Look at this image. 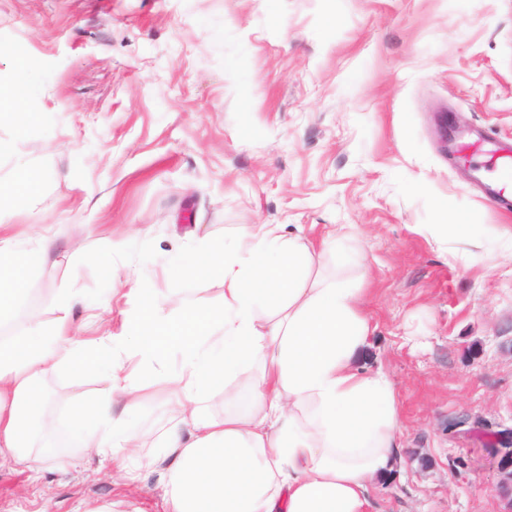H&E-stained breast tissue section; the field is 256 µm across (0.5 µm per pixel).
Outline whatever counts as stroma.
Here are the masks:
<instances>
[{"instance_id":"obj_1","label":"stroma","mask_w":512,"mask_h":512,"mask_svg":"<svg viewBox=\"0 0 512 512\" xmlns=\"http://www.w3.org/2000/svg\"><path fill=\"white\" fill-rule=\"evenodd\" d=\"M26 62L24 134L0 127V178L43 184L16 232L60 239L19 321L87 303L107 269L168 285V253L284 224L339 227L371 324L366 361L392 380L402 458L376 512H506L496 450L512 432V248L429 224H507L475 185L479 132L512 142V0H0V75ZM460 123L442 144L436 114ZM98 374L43 386L48 420ZM159 472L132 484L72 448L38 471L0 461V512H165Z\"/></svg>"}]
</instances>
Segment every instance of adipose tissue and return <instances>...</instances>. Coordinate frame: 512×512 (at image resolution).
<instances>
[{
  "label": "adipose tissue",
  "instance_id": "adipose-tissue-1",
  "mask_svg": "<svg viewBox=\"0 0 512 512\" xmlns=\"http://www.w3.org/2000/svg\"><path fill=\"white\" fill-rule=\"evenodd\" d=\"M24 63L0 80V124L25 132L20 114L30 91ZM43 174L27 167L0 180V212L26 207ZM57 246L53 235L13 234L0 224V324L14 323L31 271ZM343 254L344 239L319 245L260 224L231 242L198 239L171 251L169 276L221 275L219 309L180 293L125 289L94 306L111 316L112 297L127 295L120 333L80 336L73 323L78 292L64 294L52 326L30 319L0 338V460L32 467L60 442L109 459L119 476L161 466L167 512H371L375 479L401 448L393 382L365 367L370 322L365 292L347 278L313 275L316 256ZM100 366L105 388L71 407L61 436H41L42 385L59 372L78 379ZM227 388L231 409L205 413L211 392ZM151 398L174 414L144 452L136 430Z\"/></svg>",
  "mask_w": 512,
  "mask_h": 512
}]
</instances>
